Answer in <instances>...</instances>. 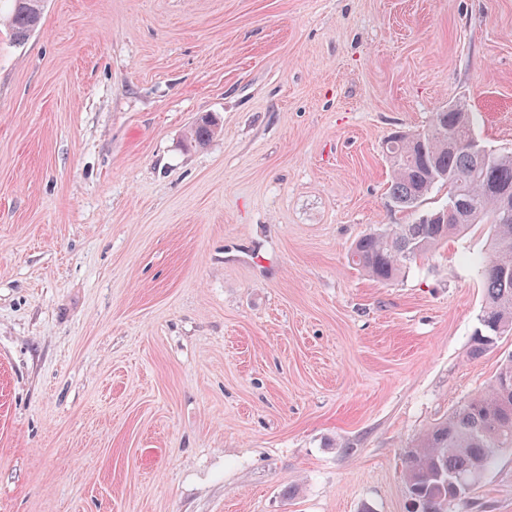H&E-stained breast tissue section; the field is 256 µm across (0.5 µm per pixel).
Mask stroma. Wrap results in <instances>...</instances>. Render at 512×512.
<instances>
[{
	"label": "stroma",
	"instance_id": "stroma-1",
	"mask_svg": "<svg viewBox=\"0 0 512 512\" xmlns=\"http://www.w3.org/2000/svg\"><path fill=\"white\" fill-rule=\"evenodd\" d=\"M456 102L512 152V0L0 19V512H408L414 441L512 358L469 355L492 228L389 282L348 253ZM448 512H512V448Z\"/></svg>",
	"mask_w": 512,
	"mask_h": 512
}]
</instances>
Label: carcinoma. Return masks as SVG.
<instances>
[{
  "mask_svg": "<svg viewBox=\"0 0 512 512\" xmlns=\"http://www.w3.org/2000/svg\"><path fill=\"white\" fill-rule=\"evenodd\" d=\"M8 17L14 39L25 41L38 27L43 0H11ZM215 121L205 116L196 123L195 140L207 141ZM474 135L465 105L435 113L427 134L401 135L390 155L393 179L389 198L401 212L415 213L437 187L447 188L446 202L462 199L471 207L464 221L441 219L438 207L407 224H391L362 235L351 250L352 263L379 282L394 279L408 264L434 251L441 243L472 224L493 226L492 249L477 264L486 290L469 354L485 355L500 339L499 330L512 333V219H501L504 197H512V153L487 150L480 157L468 150L448 148V135ZM512 358L498 368L489 388L468 400L427 429L407 453L405 480L413 512H448V503L465 497L470 485L512 448Z\"/></svg>",
  "mask_w": 512,
  "mask_h": 512,
  "instance_id": "cac0c4a2",
  "label": "carcinoma"
}]
</instances>
